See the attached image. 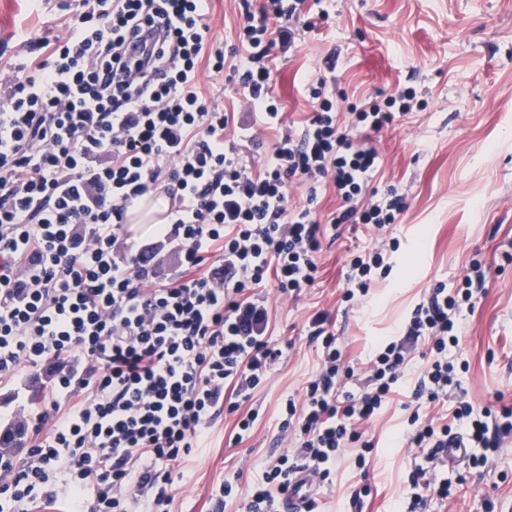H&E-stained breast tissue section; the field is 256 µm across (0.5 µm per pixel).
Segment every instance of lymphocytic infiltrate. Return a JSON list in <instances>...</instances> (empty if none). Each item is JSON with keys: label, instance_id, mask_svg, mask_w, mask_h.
I'll list each match as a JSON object with an SVG mask.
<instances>
[{"label": "lymphocytic infiltrate", "instance_id": "f902f5d3", "mask_svg": "<svg viewBox=\"0 0 512 512\" xmlns=\"http://www.w3.org/2000/svg\"><path fill=\"white\" fill-rule=\"evenodd\" d=\"M300 5L243 4L246 56L233 72L246 109L235 121L200 91V64L224 69L207 0H71L63 36L21 32L30 57L0 69V385L25 370L48 378L43 410L20 427L22 455H0V512L60 498L69 512H129L141 496L146 512H174V468L223 414H237L239 440L259 416L249 402L283 354L269 334L267 278L284 295L315 282L322 227L310 206L290 207L289 183L328 179L343 202L335 223L381 236L403 212L394 188L363 206L379 154L354 132L411 112L414 88L353 109L343 128L340 95L313 79L317 110L305 128L283 133L257 169L238 150L282 122L270 62L305 28ZM150 195L165 201L164 221L136 249L123 226ZM163 243L179 258L165 276L153 264ZM398 248L389 238L351 259L343 301L386 278V255ZM484 288L477 264L455 288L436 284L402 325V340L374 352L355 392L328 314L312 316L321 367L302 402L286 400L278 426L298 453L268 462L248 489L247 512H280L300 474L328 479L346 444L360 443L364 462L374 444L357 426L395 393L408 344L424 342L431 358L414 401L447 397L457 383L448 352L459 344L460 316ZM452 416L465 434L421 422L416 411L408 419L407 444L425 449L426 462L408 475L407 512L425 494L447 497L427 465L448 445L466 440L482 466L512 436L511 408L478 412L461 398Z\"/></svg>", "mask_w": 512, "mask_h": 512}]
</instances>
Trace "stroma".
Listing matches in <instances>:
<instances>
[{"mask_svg":"<svg viewBox=\"0 0 512 512\" xmlns=\"http://www.w3.org/2000/svg\"><path fill=\"white\" fill-rule=\"evenodd\" d=\"M326 21L302 33L295 49L273 63V94L283 119L300 130L313 109L307 81L325 77L345 96L336 113L347 124L350 106L376 95L415 88L419 108L365 140L381 165L371 182L377 193L396 188L405 208L394 226L400 247L389 276L370 290L367 303H342L347 264L375 236L363 224H343L325 234L314 284L298 297L268 290L272 338L285 348L267 382L254 395L261 411L249 437L235 442V418L224 415L203 447L193 449L176 496L178 512H209L213 488L227 479L252 483L270 457L284 453L276 424L280 405L300 398L319 358L308 339V321L330 315L329 330L344 364L365 377L369 356L394 336L435 284L455 286L480 261L486 288L460 318V344L453 363L467 362L458 389L431 407L451 414L457 395L475 409L512 404V0H324ZM61 0L35 7L32 0H0V67L23 60L20 29L40 36L64 32ZM211 33L225 49L237 47V0H208ZM335 69H328V59ZM42 377L22 375L0 387V435L17 430L21 407L38 406ZM411 385L369 423L374 441L365 466L354 445L343 448L329 481L316 486V512H398L407 497L408 474L421 461L406 447V405ZM433 480L447 482L448 499L427 498L418 512H512V437L486 465L471 459L436 466Z\"/></svg>","mask_w":512,"mask_h":512,"instance_id":"obj_1","label":"stroma"}]
</instances>
